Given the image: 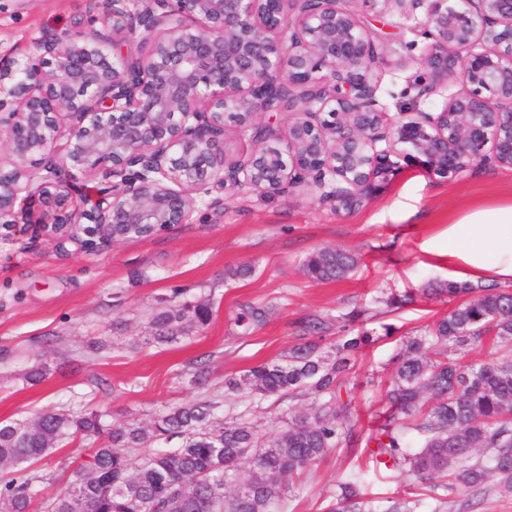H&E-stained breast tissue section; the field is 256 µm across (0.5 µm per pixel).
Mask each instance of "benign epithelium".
Returning a JSON list of instances; mask_svg holds the SVG:
<instances>
[{
  "label": "benign epithelium",
  "instance_id": "obj_1",
  "mask_svg": "<svg viewBox=\"0 0 512 512\" xmlns=\"http://www.w3.org/2000/svg\"><path fill=\"white\" fill-rule=\"evenodd\" d=\"M348 2L98 0L92 22L109 34H53L35 55L0 57V223L94 246L188 223L192 191L244 183L281 195L328 177L336 187L319 200L350 209L396 166L401 152L376 148L387 136L444 178L512 167V0H423L429 43L412 88L450 92L425 122L385 132L373 69L386 49ZM139 32L146 53L123 51ZM261 112L288 114V148ZM63 127L70 147L57 160ZM230 129L255 143L243 161L226 155ZM36 157L47 175L23 199ZM76 170L112 184L89 190Z\"/></svg>",
  "mask_w": 512,
  "mask_h": 512
}]
</instances>
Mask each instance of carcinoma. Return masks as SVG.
I'll return each mask as SVG.
<instances>
[{"label":"carcinoma","instance_id":"carcinoma-1","mask_svg":"<svg viewBox=\"0 0 512 512\" xmlns=\"http://www.w3.org/2000/svg\"><path fill=\"white\" fill-rule=\"evenodd\" d=\"M357 263L353 254L324 248L305 270L316 280H339ZM438 293L466 301L440 318L431 335L409 338L397 355L389 408L370 435L375 462L432 481L431 498L440 504L456 493L479 496L492 475L499 493L512 497V291L450 282ZM210 318L205 302H176L153 316L152 341L175 342ZM370 342L366 333L341 338L328 349L307 341L285 360L225 378L230 394L311 390L318 396L309 413L267 440L247 422L217 421L210 403L169 408L148 428L106 425L99 413L66 411H43L30 424L0 422V463L15 467L10 477L0 476V509L29 512L37 490L27 464L52 454L66 439L106 432L111 444L94 449L45 512H76V496L92 512H273L288 499L295 474L354 442L356 422L339 388L352 354ZM486 347L494 350L488 361H463L462 353ZM175 437L179 447L139 463L123 452ZM244 459L250 463L246 469ZM359 483L356 475L339 481L326 512H363Z\"/></svg>","mask_w":512,"mask_h":512}]
</instances>
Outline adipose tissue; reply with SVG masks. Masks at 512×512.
<instances>
[{
    "label": "adipose tissue",
    "mask_w": 512,
    "mask_h": 512,
    "mask_svg": "<svg viewBox=\"0 0 512 512\" xmlns=\"http://www.w3.org/2000/svg\"><path fill=\"white\" fill-rule=\"evenodd\" d=\"M447 246L452 282L512 284V200L469 208L449 222Z\"/></svg>",
    "instance_id": "ef3b65f1"
}]
</instances>
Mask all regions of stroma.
Here are the masks:
<instances>
[{
  "label": "stroma",
  "mask_w": 512,
  "mask_h": 512,
  "mask_svg": "<svg viewBox=\"0 0 512 512\" xmlns=\"http://www.w3.org/2000/svg\"><path fill=\"white\" fill-rule=\"evenodd\" d=\"M424 11L407 0L404 9L364 15L390 51L389 63L375 71L390 123L423 120L445 100L438 94L418 101L409 90L418 73L410 60L425 43ZM93 13L90 0H0V56L30 51L50 34L87 29ZM511 197L510 167L477 163L446 179L402 158L350 210L320 203L307 184L279 196L229 185L218 209L194 195L191 223L91 249L58 243L34 224L0 227V422L46 410L96 411L147 427L163 409L211 401L217 420L242 419L271 437L289 417L307 412L312 396L228 394L224 379L287 358L303 324L316 322L328 343L359 333L371 338L353 355L342 387L359 437L312 464L284 512H326L338 481L352 473L367 512L418 495L421 512H433L424 482L376 467L368 437L388 408L396 355L409 338L430 335L455 306L440 292L448 265L435 254L449 217ZM323 248L356 255L357 269L337 281L310 278L304 264ZM242 267L247 276H238ZM175 295L208 302L212 319L177 342H152L151 318ZM252 309L263 319L241 322ZM39 364L44 379L28 382ZM106 442L103 435L77 436L32 465L38 494L31 512L63 493Z\"/></svg>",
  "instance_id": "1"
}]
</instances>
